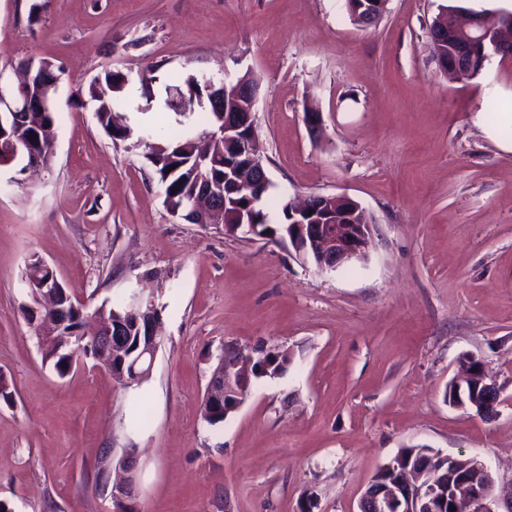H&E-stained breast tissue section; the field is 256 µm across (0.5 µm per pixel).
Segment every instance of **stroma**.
I'll return each instance as SVG.
<instances>
[{"label":"stroma","instance_id":"stroma-1","mask_svg":"<svg viewBox=\"0 0 512 512\" xmlns=\"http://www.w3.org/2000/svg\"><path fill=\"white\" fill-rule=\"evenodd\" d=\"M448 6L387 0L357 24L344 0H0V82L24 58L62 70L50 168L0 169V501L12 512H115L100 471L136 451L134 512H357L399 449L484 461L512 482V56L440 72L429 26ZM261 83L256 131L270 220L310 195L355 200L368 257L322 272L293 248L171 215L138 149L113 145L76 90L107 70ZM323 115L313 139L306 107ZM44 259L67 292L153 296L162 343L121 388L90 357L42 360L21 307ZM288 352L223 423L201 404L221 354ZM502 389L490 419L446 401L459 359Z\"/></svg>","mask_w":512,"mask_h":512}]
</instances>
